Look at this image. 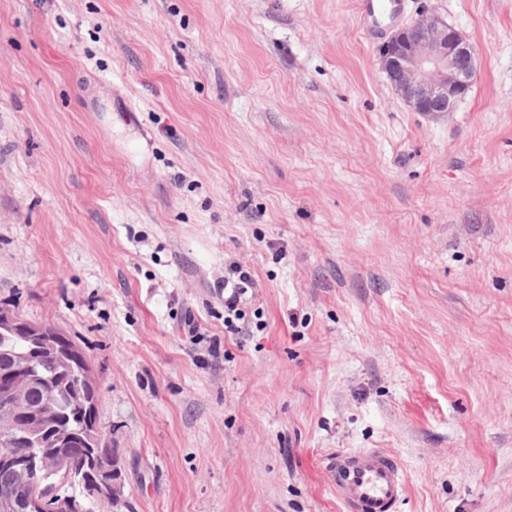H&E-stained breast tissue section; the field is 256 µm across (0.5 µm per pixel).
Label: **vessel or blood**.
I'll return each instance as SVG.
<instances>
[{"label":"vessel or blood","instance_id":"b4317fda","mask_svg":"<svg viewBox=\"0 0 512 512\" xmlns=\"http://www.w3.org/2000/svg\"><path fill=\"white\" fill-rule=\"evenodd\" d=\"M400 0H358V13L365 31L375 34L383 11L399 13ZM328 477L347 512H393L406 491L403 469L391 455L364 448L336 456Z\"/></svg>","mask_w":512,"mask_h":512}]
</instances>
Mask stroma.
Here are the masks:
<instances>
[{"mask_svg": "<svg viewBox=\"0 0 512 512\" xmlns=\"http://www.w3.org/2000/svg\"><path fill=\"white\" fill-rule=\"evenodd\" d=\"M357 3L0 0V302L84 349L118 512H346L362 448L512 512V0H402L476 50L442 118ZM254 271L248 265L232 262L224 268V333L236 336L248 324L250 299L257 288Z\"/></svg>", "mask_w": 512, "mask_h": 512, "instance_id": "stroma-1", "label": "stroma"}]
</instances>
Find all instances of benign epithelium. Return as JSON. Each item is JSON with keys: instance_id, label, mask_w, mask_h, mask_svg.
Here are the masks:
<instances>
[{"instance_id": "obj_1", "label": "benign epithelium", "mask_w": 512, "mask_h": 512, "mask_svg": "<svg viewBox=\"0 0 512 512\" xmlns=\"http://www.w3.org/2000/svg\"><path fill=\"white\" fill-rule=\"evenodd\" d=\"M378 61L394 94L412 112L440 117L466 96L476 70V54L466 37L437 14H422L397 27L378 50ZM0 330L18 337L45 360H54L60 331L34 325L11 306L0 303ZM45 380L34 368L0 374V443H29L46 439L55 451L36 462L6 455L11 460L16 495L0 499V512H16L27 502L31 512H50L41 490L44 478L53 476L72 489L66 494L78 503L84 496L74 492L81 480L70 467L67 450L80 443L102 447L98 421L90 418L79 433L59 425V412L48 404L33 406L30 392ZM122 483L102 479L100 493L91 503L102 502L109 512L122 501Z\"/></svg>"}]
</instances>
